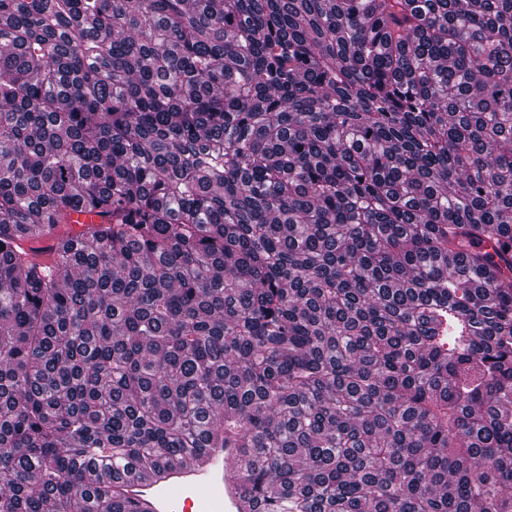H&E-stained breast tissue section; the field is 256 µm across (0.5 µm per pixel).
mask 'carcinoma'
I'll use <instances>...</instances> for the list:
<instances>
[{
  "instance_id": "1",
  "label": "carcinoma",
  "mask_w": 512,
  "mask_h": 512,
  "mask_svg": "<svg viewBox=\"0 0 512 512\" xmlns=\"http://www.w3.org/2000/svg\"><path fill=\"white\" fill-rule=\"evenodd\" d=\"M223 447L512 512V0H0V512Z\"/></svg>"
}]
</instances>
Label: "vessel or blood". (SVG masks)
<instances>
[{"label":"vessel or blood","mask_w":512,"mask_h":512,"mask_svg":"<svg viewBox=\"0 0 512 512\" xmlns=\"http://www.w3.org/2000/svg\"><path fill=\"white\" fill-rule=\"evenodd\" d=\"M239 451L209 448L202 458L174 462L162 478L125 486L136 512H239Z\"/></svg>","instance_id":"vessel-or-blood-1"}]
</instances>
